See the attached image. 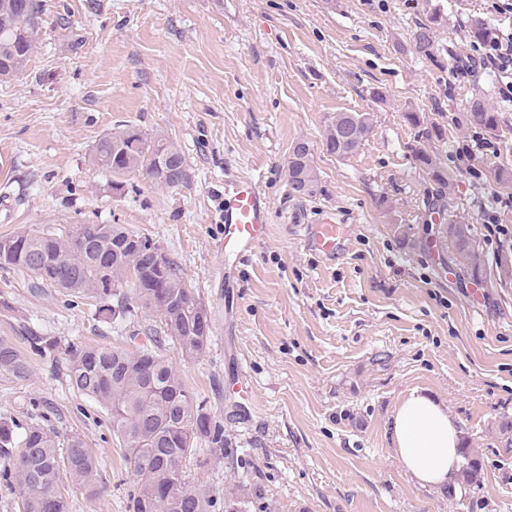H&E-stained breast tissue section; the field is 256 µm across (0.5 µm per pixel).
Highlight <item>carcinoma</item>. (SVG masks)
<instances>
[{
  "label": "carcinoma",
  "mask_w": 512,
  "mask_h": 512,
  "mask_svg": "<svg viewBox=\"0 0 512 512\" xmlns=\"http://www.w3.org/2000/svg\"><path fill=\"white\" fill-rule=\"evenodd\" d=\"M41 15L38 0H0V67L19 72L36 41ZM416 49L427 55L432 30L421 25L414 34ZM469 121L487 130L497 126L496 113L482 101L472 102ZM372 123L363 112H338L325 125L324 146L339 158L355 154L368 140ZM416 161L434 180L449 184L431 156L419 151ZM92 162L116 176L144 173L151 183L174 188L187 176L185 159L169 142L149 139L129 126L105 134ZM293 192L312 196L319 179L307 143L295 142L287 163ZM448 238L474 277L484 270L482 251L467 224H450ZM121 224H74L59 234L20 228L0 237V268L26 272L38 292L58 288L78 298L98 302L97 312L113 318V287L132 284V307L156 319L155 343L168 338L189 358L203 354L210 334L204 333L193 313L198 296L168 258L162 269L146 243ZM25 353L12 340L0 337V374L17 381L31 375L29 355L68 361L74 389L106 410L112 433L125 447V460L134 483L128 512H218L211 487L192 483L178 472L182 461L207 450L224 448V426L213 420L203 403L186 389L179 373L156 350H123L62 345L55 336L27 330ZM0 456L8 464L0 470V484L17 491L22 512H70L67 477L90 498L100 494L99 462L81 435L58 440L57 433L39 423L19 428L0 421ZM225 495L246 507L263 509L261 493L229 490Z\"/></svg>",
  "instance_id": "carcinoma-1"
}]
</instances>
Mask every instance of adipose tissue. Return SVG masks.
<instances>
[{"label": "adipose tissue", "instance_id": "adipose-tissue-1", "mask_svg": "<svg viewBox=\"0 0 512 512\" xmlns=\"http://www.w3.org/2000/svg\"><path fill=\"white\" fill-rule=\"evenodd\" d=\"M461 435L447 408L416 390L393 413L397 457L406 473L423 486H454L464 463Z\"/></svg>", "mask_w": 512, "mask_h": 512}]
</instances>
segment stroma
I'll use <instances>...</instances> for the list:
<instances>
[{
	"label": "stroma",
	"instance_id": "1",
	"mask_svg": "<svg viewBox=\"0 0 512 512\" xmlns=\"http://www.w3.org/2000/svg\"><path fill=\"white\" fill-rule=\"evenodd\" d=\"M512 32L488 0H42L38 42L17 77L0 80V236L21 227L121 224L156 242L207 307L206 351L162 354L224 427V451L184 461L188 480L260 488L271 512H512V209L488 237L482 210L512 195V100L479 64L459 72L474 20ZM433 31L430 55L414 33ZM498 116L470 124L473 100ZM368 113L373 132L348 157L329 154L324 127ZM418 113L411 124L407 113ZM174 143L187 180L160 188L142 174L91 162L125 126ZM487 155L460 160L472 136ZM309 144L315 196L290 190L292 144ZM424 150L451 185L422 171ZM271 204L267 237L224 273L221 206L235 179ZM350 226L330 259L306 228ZM469 225L486 260L464 267L446 226ZM155 323L98 316L93 301L0 268V336L23 328L63 343L153 347ZM20 382L0 375V421L81 434L99 460L102 494L70 490L71 512H127L131 479L105 410L72 388L65 358L32 357ZM244 373L254 404L230 395ZM444 402L481 480L439 491L417 484L391 441L411 390Z\"/></svg>",
	"mask_w": 512,
	"mask_h": 512
}]
</instances>
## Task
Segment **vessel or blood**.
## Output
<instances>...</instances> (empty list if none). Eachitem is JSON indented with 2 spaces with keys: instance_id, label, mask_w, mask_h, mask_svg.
<instances>
[{
  "instance_id": "vessel-or-blood-1",
  "label": "vessel or blood",
  "mask_w": 512,
  "mask_h": 512,
  "mask_svg": "<svg viewBox=\"0 0 512 512\" xmlns=\"http://www.w3.org/2000/svg\"><path fill=\"white\" fill-rule=\"evenodd\" d=\"M271 209L270 200L253 181L241 178L232 183L222 205L225 256L238 258L254 251L267 235ZM348 234V225L326 219L309 226L306 244L332 257L344 247Z\"/></svg>"
}]
</instances>
